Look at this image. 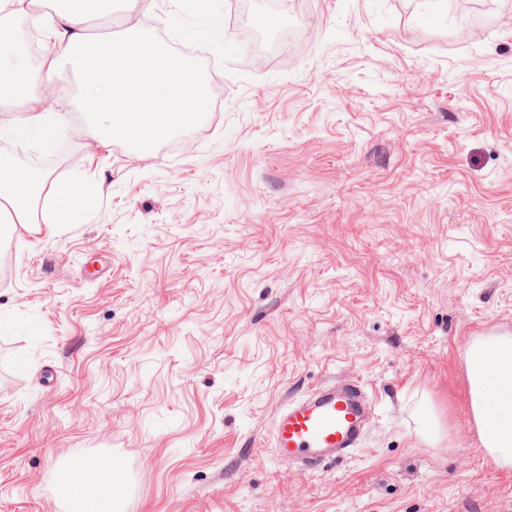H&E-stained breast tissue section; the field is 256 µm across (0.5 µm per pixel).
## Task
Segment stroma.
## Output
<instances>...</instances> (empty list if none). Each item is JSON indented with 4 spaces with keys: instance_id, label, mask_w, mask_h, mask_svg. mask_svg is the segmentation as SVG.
Instances as JSON below:
<instances>
[{
    "instance_id": "35a3bbf8",
    "label": "stroma",
    "mask_w": 512,
    "mask_h": 512,
    "mask_svg": "<svg viewBox=\"0 0 512 512\" xmlns=\"http://www.w3.org/2000/svg\"><path fill=\"white\" fill-rule=\"evenodd\" d=\"M117 6L88 34L162 29L211 107L149 152L0 111V155L59 148L0 240V512L101 455L125 512H512L464 363L512 333V0H292L259 53L267 0ZM346 379L361 449L277 463L275 413Z\"/></svg>"
}]
</instances>
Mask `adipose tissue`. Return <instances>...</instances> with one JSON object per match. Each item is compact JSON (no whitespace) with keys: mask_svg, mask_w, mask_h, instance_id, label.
<instances>
[{"mask_svg":"<svg viewBox=\"0 0 512 512\" xmlns=\"http://www.w3.org/2000/svg\"><path fill=\"white\" fill-rule=\"evenodd\" d=\"M86 0H50L42 18L48 39L59 49L45 57L39 74L25 82L10 83V94L21 97L24 122L43 128V88L72 67L80 77L84 107L92 121L89 137L107 141L121 138L140 145L171 133L186 121L188 97L203 98L206 90L186 65L174 64L143 30L124 41L100 43L87 38L81 25ZM21 186L10 174L0 175V223L27 224L45 183ZM466 377L480 441L493 463L512 467V336L488 335L467 344ZM114 463L105 457L93 463L72 460L56 478V494L68 512H122L123 501L114 495Z\"/></svg>","mask_w":512,"mask_h":512,"instance_id":"1","label":"adipose tissue"}]
</instances>
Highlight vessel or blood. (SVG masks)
<instances>
[{"label":"vessel or blood","instance_id":"1","mask_svg":"<svg viewBox=\"0 0 512 512\" xmlns=\"http://www.w3.org/2000/svg\"><path fill=\"white\" fill-rule=\"evenodd\" d=\"M370 409L357 381L321 386L289 401L272 424L276 461L314 469L358 451Z\"/></svg>","mask_w":512,"mask_h":512}]
</instances>
